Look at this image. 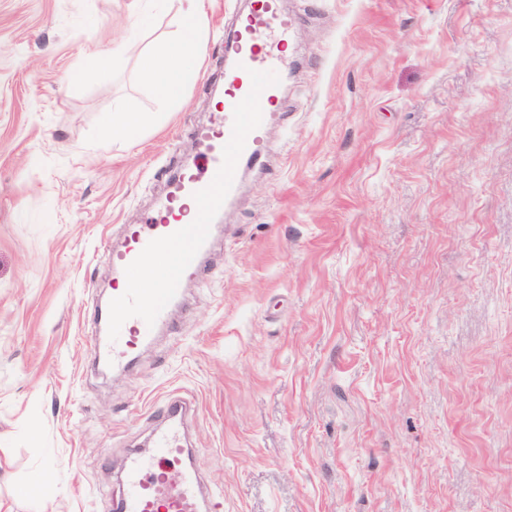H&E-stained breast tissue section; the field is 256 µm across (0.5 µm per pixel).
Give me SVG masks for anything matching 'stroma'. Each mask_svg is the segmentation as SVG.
<instances>
[{
	"label": "stroma",
	"instance_id": "stroma-1",
	"mask_svg": "<svg viewBox=\"0 0 512 512\" xmlns=\"http://www.w3.org/2000/svg\"><path fill=\"white\" fill-rule=\"evenodd\" d=\"M284 2L266 163L106 372L84 303L196 159L245 0H204L171 102L180 0H0V512H113L173 394L221 512H512V0ZM192 18L193 15H184L182 18L184 34L180 40L179 50L174 54L157 52L145 67L146 78L154 83L157 93L162 98L177 99L183 85L195 76V71L189 62L190 58L198 52L197 41L190 32ZM140 119V112L134 106H128L112 116V131L129 135L137 128Z\"/></svg>",
	"mask_w": 512,
	"mask_h": 512
}]
</instances>
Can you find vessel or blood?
Wrapping results in <instances>:
<instances>
[{"instance_id": "vessel-or-blood-1", "label": "vessel or blood", "mask_w": 512, "mask_h": 512, "mask_svg": "<svg viewBox=\"0 0 512 512\" xmlns=\"http://www.w3.org/2000/svg\"><path fill=\"white\" fill-rule=\"evenodd\" d=\"M295 25V17L281 12L278 0H253L249 15L231 31L226 52L235 64L224 75L223 112L213 128L200 133L207 143V174L201 177L182 170L172 179L163 206L168 213L176 202L192 200L196 222L158 219L130 231L114 268L124 291L113 294L109 309H90L94 323L107 325L105 334L89 339L98 359L116 368L126 366L135 346L150 343L166 325L185 282L203 278L201 257L210 248L209 219L234 196L242 167L260 160L264 133L275 116V76L282 58L271 36L288 35ZM244 99L250 101L249 109L241 108ZM148 261L155 265L157 277L147 291L141 283ZM194 412V404L184 398L167 401L150 433L151 455L132 453L120 475L124 493L114 503V512H203L206 494L186 437V424ZM175 456L181 457L182 467L172 474L163 463Z\"/></svg>"}]
</instances>
